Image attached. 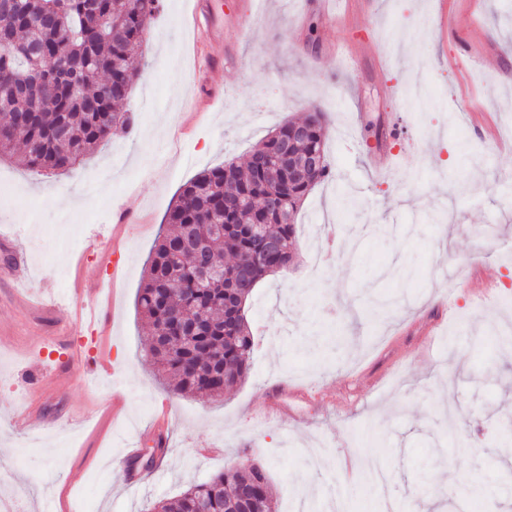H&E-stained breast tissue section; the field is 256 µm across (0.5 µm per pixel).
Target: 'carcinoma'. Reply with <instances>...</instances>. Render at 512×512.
Wrapping results in <instances>:
<instances>
[{"mask_svg":"<svg viewBox=\"0 0 512 512\" xmlns=\"http://www.w3.org/2000/svg\"><path fill=\"white\" fill-rule=\"evenodd\" d=\"M13 23L0 29V156L21 142L29 169L69 171L133 122L131 90L141 75L135 48L146 40L158 0H0ZM297 161L326 153V113L316 107L305 120L279 126L252 151L246 170L225 163L203 171L181 188L145 263L136 309L150 327L149 347L157 375L173 393L212 398L242 383L254 350L244 313L253 289L269 273L294 264L295 215L314 187L332 178L329 162L288 182L284 169L255 158L271 151L296 128ZM263 225V237L250 226ZM280 243L276 255L266 241ZM209 253L220 273L204 280L193 243ZM246 268L249 288L237 287ZM204 315L188 332L182 319ZM251 488L253 512H275L266 467L230 468L189 487L153 512H232L239 490Z\"/></svg>","mask_w":512,"mask_h":512,"instance_id":"cac0c4a2","label":"carcinoma"}]
</instances>
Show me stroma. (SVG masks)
I'll return each instance as SVG.
<instances>
[{
  "label": "stroma",
  "mask_w": 512,
  "mask_h": 512,
  "mask_svg": "<svg viewBox=\"0 0 512 512\" xmlns=\"http://www.w3.org/2000/svg\"><path fill=\"white\" fill-rule=\"evenodd\" d=\"M305 2L252 0L243 36L238 0H214L239 60L203 73L189 0H159L131 134L61 175L0 157V469L27 512H151L251 461L279 512H414L457 477L466 512L512 507V149L491 146L512 132V0H340L335 23ZM353 40L355 67L337 52ZM316 105L333 177L302 206L295 264L245 306L250 373L218 401L173 394L135 308L160 226L186 182ZM382 124L411 161L372 167ZM76 349L105 361L98 383ZM133 443L149 471L122 463Z\"/></svg>",
  "instance_id": "35a3bbf8"
}]
</instances>
